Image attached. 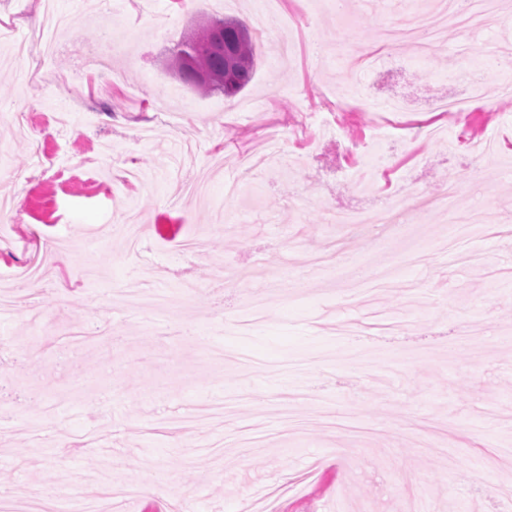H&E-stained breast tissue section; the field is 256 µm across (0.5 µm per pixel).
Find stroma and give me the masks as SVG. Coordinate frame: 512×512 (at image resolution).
<instances>
[{
    "instance_id": "obj_1",
    "label": "stroma",
    "mask_w": 512,
    "mask_h": 512,
    "mask_svg": "<svg viewBox=\"0 0 512 512\" xmlns=\"http://www.w3.org/2000/svg\"><path fill=\"white\" fill-rule=\"evenodd\" d=\"M418 0H54L68 28L48 78L21 81L31 60L0 54V276L42 262L38 291L0 308V337L17 340L0 369V486L22 503L43 496L55 512L61 485L156 482L154 498L102 503L112 512H244L284 479L305 478L269 512H512L491 488L512 480V80L499 53L512 41V8L482 31L448 30L434 47L382 50L378 34ZM281 20L268 28L266 16ZM124 32L112 86L89 94L76 77L75 40L97 39L108 12ZM245 22L257 44L255 75L227 97L180 83L170 52L208 19ZM483 94L468 97L470 80ZM465 101L442 119L443 138L414 143L371 127L391 99L418 123L442 99ZM43 119L58 178L36 170L35 145L17 123ZM206 174L208 191L186 211L169 205L183 182ZM243 177L262 198L227 196ZM453 185L459 214L479 208L486 230L464 265L439 242L445 214L421 206ZM395 197L398 227L342 229L329 211L373 212ZM207 238L202 255L176 251ZM55 257H40L42 238ZM378 305L411 320L396 333L340 336L360 319L335 269L364 273L403 252ZM152 267L162 295L197 285L174 315L124 308L113 291ZM269 294L264 322L237 328L252 293ZM467 341L457 338L459 327ZM220 346L262 363L214 364Z\"/></svg>"
}]
</instances>
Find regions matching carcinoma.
<instances>
[{
    "label": "carcinoma",
    "mask_w": 512,
    "mask_h": 512,
    "mask_svg": "<svg viewBox=\"0 0 512 512\" xmlns=\"http://www.w3.org/2000/svg\"><path fill=\"white\" fill-rule=\"evenodd\" d=\"M224 46L228 52H213L201 61L206 78L184 69V55L196 47H205L217 37L215 31L205 26L189 34L177 44L171 57L172 68L188 85L234 95L244 90L252 81L256 67V48L247 26L233 19L222 20Z\"/></svg>",
    "instance_id": "cac0c4a2"
}]
</instances>
